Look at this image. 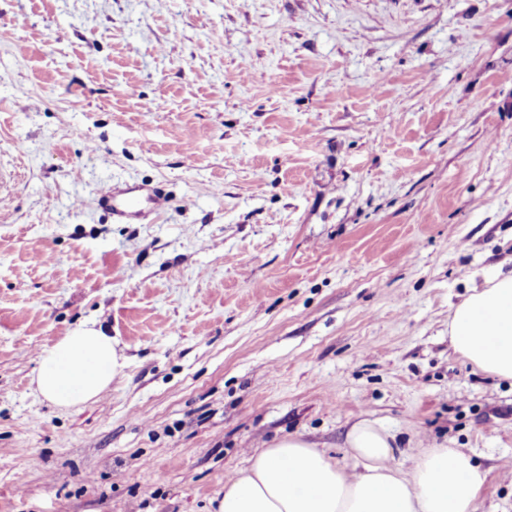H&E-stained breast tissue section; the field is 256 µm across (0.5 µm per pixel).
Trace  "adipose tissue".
Listing matches in <instances>:
<instances>
[{"mask_svg": "<svg viewBox=\"0 0 512 512\" xmlns=\"http://www.w3.org/2000/svg\"><path fill=\"white\" fill-rule=\"evenodd\" d=\"M448 342L475 369L512 380V272L485 277L453 305ZM124 366L111 336L84 324L39 355L35 390L74 408L97 398ZM346 445L351 470L298 437L262 449L225 483L217 512H475L484 476L466 452L432 448L401 471L389 434L368 419L350 427Z\"/></svg>", "mask_w": 512, "mask_h": 512, "instance_id": "1", "label": "adipose tissue"}]
</instances>
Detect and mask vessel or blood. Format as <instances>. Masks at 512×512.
Masks as SVG:
<instances>
[{
  "label": "vessel or blood",
  "instance_id": "b4317fda",
  "mask_svg": "<svg viewBox=\"0 0 512 512\" xmlns=\"http://www.w3.org/2000/svg\"><path fill=\"white\" fill-rule=\"evenodd\" d=\"M98 201L119 224L155 222L172 205L169 193L153 183H111L101 190Z\"/></svg>",
  "mask_w": 512,
  "mask_h": 512
}]
</instances>
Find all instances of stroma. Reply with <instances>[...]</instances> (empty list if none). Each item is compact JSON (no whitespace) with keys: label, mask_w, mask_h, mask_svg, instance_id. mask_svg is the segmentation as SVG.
Wrapping results in <instances>:
<instances>
[{"label":"stroma","mask_w":512,"mask_h":512,"mask_svg":"<svg viewBox=\"0 0 512 512\" xmlns=\"http://www.w3.org/2000/svg\"><path fill=\"white\" fill-rule=\"evenodd\" d=\"M114 180L174 205L112 223ZM500 271L512 0H0V512H215L361 418L512 512V381L448 346ZM82 323L126 366L62 410L31 380Z\"/></svg>","instance_id":"1"}]
</instances>
